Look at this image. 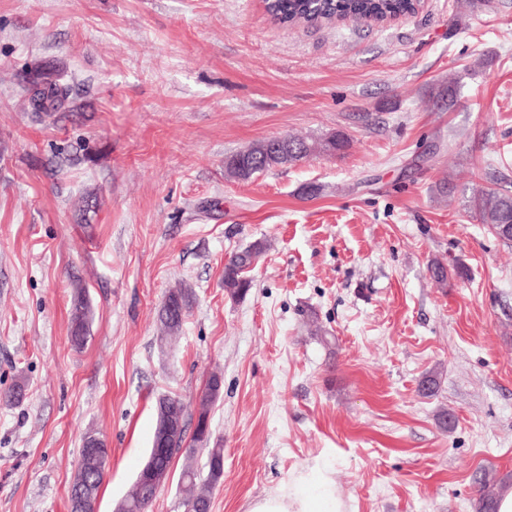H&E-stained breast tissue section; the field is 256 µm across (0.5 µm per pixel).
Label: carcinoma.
<instances>
[{
	"instance_id": "obj_1",
	"label": "carcinoma",
	"mask_w": 512,
	"mask_h": 512,
	"mask_svg": "<svg viewBox=\"0 0 512 512\" xmlns=\"http://www.w3.org/2000/svg\"><path fill=\"white\" fill-rule=\"evenodd\" d=\"M265 8L270 17L281 25H312L333 23L343 18L354 22H384L388 19L412 14L413 0H266ZM27 104L31 111L51 117L58 112H75L73 89L64 84L55 67L37 64L28 73L25 82ZM286 145L276 151L262 152L257 146L239 151L227 157L225 171L241 180H248L256 174L274 167L295 164L320 154L335 155L348 146V140L341 133L319 140H305L283 136ZM471 207L485 224L488 232L505 246L512 247V194L499 190H483L471 201ZM265 246L254 243L235 253L224 265V288L232 295H245L252 286L251 268L263 253ZM168 300L175 310L168 307L159 309L158 320L163 325L164 336L160 343L176 337L183 326L193 302L192 289L180 285L168 291ZM93 316L91 300L82 286L73 289L70 311V342L81 349L89 338ZM223 376L210 374L198 399L199 414L210 418V405L220 396ZM188 416L187 404L178 396L164 395L157 401L156 428L153 441H158L161 429L169 422L184 421ZM95 453L80 452V462L69 486L70 509H76L75 499L82 502L83 512H95L97 500L109 465V449L98 441ZM208 456V472L203 476L194 461V450H189L179 474L178 484L182 505L193 504L196 512H210L212 490L224 474V448L208 435L203 442ZM174 455H157L149 452L147 461L138 472L133 486L126 496L131 502L129 512H149L156 497V488L147 480V471L153 470L155 481L167 480L170 476ZM496 494L481 484V495L477 512H496Z\"/></svg>"
}]
</instances>
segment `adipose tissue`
<instances>
[{"instance_id":"adipose-tissue-1","label":"adipose tissue","mask_w":512,"mask_h":512,"mask_svg":"<svg viewBox=\"0 0 512 512\" xmlns=\"http://www.w3.org/2000/svg\"><path fill=\"white\" fill-rule=\"evenodd\" d=\"M248 512H346L331 470L315 465L252 501Z\"/></svg>"}]
</instances>
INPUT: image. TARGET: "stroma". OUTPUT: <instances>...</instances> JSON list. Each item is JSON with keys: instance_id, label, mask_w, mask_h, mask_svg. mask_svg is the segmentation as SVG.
<instances>
[{"instance_id": "stroma-1", "label": "stroma", "mask_w": 512, "mask_h": 512, "mask_svg": "<svg viewBox=\"0 0 512 512\" xmlns=\"http://www.w3.org/2000/svg\"><path fill=\"white\" fill-rule=\"evenodd\" d=\"M43 61L79 111L27 108ZM338 131L343 155L224 170L258 141ZM79 142L94 161L56 164ZM488 187L512 193V0L312 26L264 0H0V394L24 386L0 401V512H69L89 430L111 450L96 512H113L156 398L194 405L216 369L211 512L316 463L347 512H476L479 477L512 486V248L470 213ZM256 241L253 286L231 297L224 263ZM78 282L94 306L80 351ZM180 283L194 300L164 352L157 313ZM92 316L91 300L85 288L77 285L72 292L70 311V342L75 349H82L86 344Z\"/></svg>"}]
</instances>
